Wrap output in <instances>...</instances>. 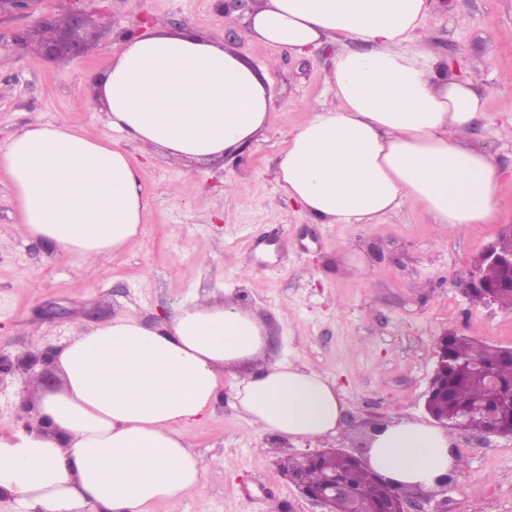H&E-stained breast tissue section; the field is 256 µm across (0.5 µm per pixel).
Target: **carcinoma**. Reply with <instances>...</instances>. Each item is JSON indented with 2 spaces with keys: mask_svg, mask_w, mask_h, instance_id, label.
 <instances>
[{
  "mask_svg": "<svg viewBox=\"0 0 512 512\" xmlns=\"http://www.w3.org/2000/svg\"><path fill=\"white\" fill-rule=\"evenodd\" d=\"M493 293L495 302L512 310V288H475L468 293L474 300L484 301ZM446 367L436 378L432 394V414L447 417L452 429L482 433L487 421L482 411L473 405L482 402L502 408L503 421L512 424V347L487 345L470 336L450 334L444 340ZM491 369L497 375L498 389L488 390L475 372ZM334 471L348 483L353 495L336 498L335 512H375L380 499L372 492L384 486L381 477L356 463L340 451L316 455L306 467L308 484L318 486L325 474Z\"/></svg>",
  "mask_w": 512,
  "mask_h": 512,
  "instance_id": "carcinoma-1",
  "label": "carcinoma"
}]
</instances>
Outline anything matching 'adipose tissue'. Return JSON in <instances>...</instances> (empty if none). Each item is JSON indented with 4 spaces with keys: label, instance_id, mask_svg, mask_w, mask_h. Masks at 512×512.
<instances>
[{
    "label": "adipose tissue",
    "instance_id": "adipose-tissue-1",
    "mask_svg": "<svg viewBox=\"0 0 512 512\" xmlns=\"http://www.w3.org/2000/svg\"><path fill=\"white\" fill-rule=\"evenodd\" d=\"M427 0H264L247 15L259 41L297 54L335 46L326 84L288 133L277 186L319 224H376L404 202L459 231L497 219L500 173L466 139L483 111L479 79L450 74L416 40ZM95 89L116 141L68 123H32L0 145L25 236L87 261L143 233L148 199L124 148L209 160L248 145L272 107L264 69L220 41L156 28L120 39ZM255 313L234 301L179 305L158 323L115 317L73 336L50 362L59 389L41 393L29 429L0 438V493L23 512H150L199 489L204 467L180 429L212 412L224 379L234 409L276 440L320 441L341 430L336 385L271 360ZM448 431L394 419L372 435L366 464L418 489L456 470Z\"/></svg>",
    "mask_w": 512,
    "mask_h": 512
}]
</instances>
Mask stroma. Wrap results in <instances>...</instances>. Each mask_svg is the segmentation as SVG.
Instances as JSON below:
<instances>
[{
  "instance_id": "35a3bbf8",
  "label": "stroma",
  "mask_w": 512,
  "mask_h": 512,
  "mask_svg": "<svg viewBox=\"0 0 512 512\" xmlns=\"http://www.w3.org/2000/svg\"><path fill=\"white\" fill-rule=\"evenodd\" d=\"M418 33L442 60L479 75L485 107L472 134L489 143L502 174L499 219L451 231L415 202L377 224H315L276 183L289 130L315 104L336 105L325 83L332 51L297 55L256 41L245 11L223 21L218 0H36L27 14L0 16V35L74 10L91 18L92 52L35 60L0 51V143L33 122L64 121L100 140L113 135L92 104L90 75L109 67L127 30L189 27L267 70L273 108L262 135L219 160L143 157L149 205L144 234L87 272L76 259L23 236L9 179L0 171V356L51 352L94 324L127 314L152 325L194 298L231 294L264 322L268 350L335 380L342 430L326 443L275 445L231 406L182 427L205 474L199 490L152 512H321L280 464L321 447L364 454L372 431L396 417L428 420L424 403L447 332L512 347V311L464 293L473 261L512 225V0H428ZM36 364L0 376V435L23 428L38 393ZM465 463L446 488L421 490L423 512H512V437L455 431Z\"/></svg>"
}]
</instances>
